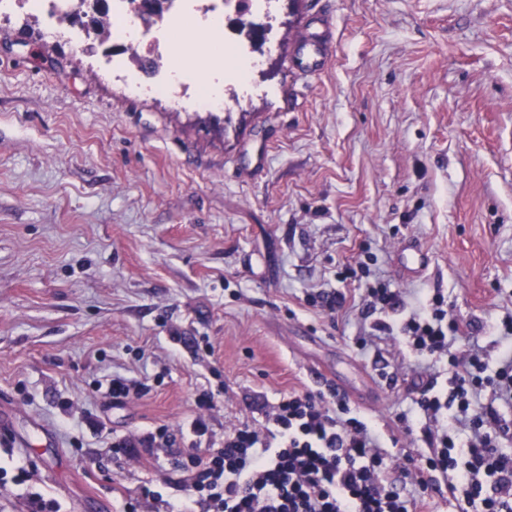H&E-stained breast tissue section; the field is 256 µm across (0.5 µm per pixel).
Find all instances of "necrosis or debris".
<instances>
[{"label":"necrosis or debris","instance_id":"necrosis-or-debris-1","mask_svg":"<svg viewBox=\"0 0 512 512\" xmlns=\"http://www.w3.org/2000/svg\"><path fill=\"white\" fill-rule=\"evenodd\" d=\"M272 0H163L152 15L132 9L131 0H111L112 41L102 53L110 72L122 77L135 96L151 94L209 112L223 111L239 98L258 65L244 50L240 32L225 18L238 6L258 18L270 15ZM44 14L45 39L68 36L77 50L86 44L72 28L75 0H0V16ZM208 72L211 90H203L198 75Z\"/></svg>","mask_w":512,"mask_h":512}]
</instances>
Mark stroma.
I'll return each mask as SVG.
<instances>
[{
    "label": "stroma",
    "mask_w": 512,
    "mask_h": 512,
    "mask_svg": "<svg viewBox=\"0 0 512 512\" xmlns=\"http://www.w3.org/2000/svg\"><path fill=\"white\" fill-rule=\"evenodd\" d=\"M331 24L323 72L294 55ZM256 95L176 112L101 81L38 21L0 22V472L59 512H113L173 475L114 442L224 444L281 393L370 376L381 430L415 379L369 327L361 251L407 307L442 291L488 351L512 315V0H278ZM415 244L427 269L403 277ZM346 293L335 312L307 302ZM144 384L122 404L113 378ZM157 438L162 441L163 447H159L156 445ZM125 443L128 444V448H137L138 445L143 446L142 448H148L149 451L152 448H165V450L172 455H178L180 452L178 450H173L176 446V438L175 435L169 433L165 427H159L154 432H148L143 436H130L125 440Z\"/></svg>",
    "instance_id": "35a3bbf8"
}]
</instances>
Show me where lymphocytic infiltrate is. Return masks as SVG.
I'll use <instances>...</instances> for the list:
<instances>
[{
	"label": "lymphocytic infiltrate",
	"mask_w": 512,
	"mask_h": 512,
	"mask_svg": "<svg viewBox=\"0 0 512 512\" xmlns=\"http://www.w3.org/2000/svg\"><path fill=\"white\" fill-rule=\"evenodd\" d=\"M363 305L377 319L360 348L387 337L446 368L397 416L405 432L420 430L427 453H389L336 390L293 391L264 419L228 431L222 448L191 456L190 478L144 488V496L164 512H434L444 491L456 512H512V454L501 446L512 423L494 406L512 404V315L502 322L508 345L493 360L479 343L458 348L466 325L442 292L422 298L398 326L385 315L403 308L400 291L373 284ZM487 391L494 400L481 403ZM167 488L177 497L164 496Z\"/></svg>",
	"instance_id": "obj_1"
}]
</instances>
